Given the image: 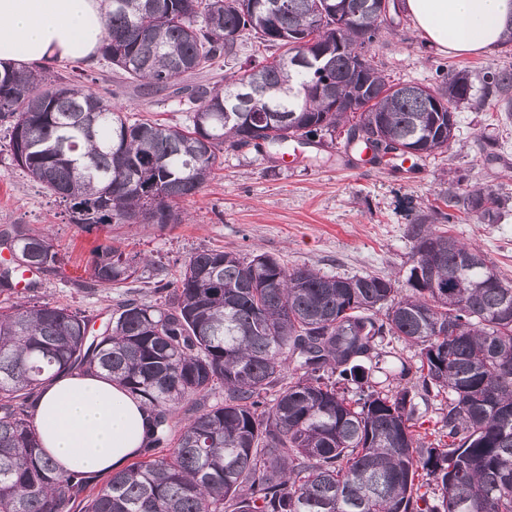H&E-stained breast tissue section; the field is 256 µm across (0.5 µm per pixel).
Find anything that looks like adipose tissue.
I'll use <instances>...</instances> for the list:
<instances>
[{
	"instance_id": "obj_1",
	"label": "adipose tissue",
	"mask_w": 512,
	"mask_h": 512,
	"mask_svg": "<svg viewBox=\"0 0 512 512\" xmlns=\"http://www.w3.org/2000/svg\"><path fill=\"white\" fill-rule=\"evenodd\" d=\"M104 0H0V73L95 56L104 35ZM430 44L487 54L503 40L512 0H406ZM144 406L112 379L64 373L37 392L33 424L43 450L65 471L106 476L140 451Z\"/></svg>"
}]
</instances>
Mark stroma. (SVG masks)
Here are the masks:
<instances>
[{
	"label": "stroma",
	"instance_id": "stroma-1",
	"mask_svg": "<svg viewBox=\"0 0 512 512\" xmlns=\"http://www.w3.org/2000/svg\"><path fill=\"white\" fill-rule=\"evenodd\" d=\"M375 64L390 79L433 85L438 69L467 70L475 86L502 68L512 69V46L492 54L462 56L429 45L409 14L382 31L371 47ZM55 72L81 76L87 90L125 107L129 120L151 119L183 126L168 92L144 93L104 61L53 63ZM456 136L448 150L419 157L418 171H392L363 161L344 136L302 144L289 142L296 161L281 160L271 147L223 154L214 179L181 202L186 223L157 230L140 224H104L86 230L74 224L58 199L34 182L13 160L0 129V226L22 224L50 231L62 262L42 275L38 301L82 313L94 330H104L117 300L127 292H150L155 281L175 280L195 252L221 248L244 259L266 253L284 266H309L327 275L376 273L404 284L412 264L410 220L418 210L442 206L448 188L463 192L490 186L512 196V116L492 101L462 103ZM497 143L484 151L486 140ZM458 240L476 245L507 278H512V214L498 224L464 220L449 225ZM117 243L145 256L137 279L84 294L71 282L82 276L91 251Z\"/></svg>",
	"mask_w": 512,
	"mask_h": 512
}]
</instances>
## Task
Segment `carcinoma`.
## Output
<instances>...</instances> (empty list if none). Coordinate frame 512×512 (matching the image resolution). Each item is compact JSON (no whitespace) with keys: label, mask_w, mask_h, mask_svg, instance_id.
<instances>
[{"label":"carcinoma","mask_w":512,"mask_h":512,"mask_svg":"<svg viewBox=\"0 0 512 512\" xmlns=\"http://www.w3.org/2000/svg\"><path fill=\"white\" fill-rule=\"evenodd\" d=\"M108 2L102 57L149 90L230 62L245 37L272 53L222 85L178 89L185 127L131 122L81 80L44 67L1 75L14 161L88 229L133 216L159 229L182 223L178 203L226 150L310 144L342 128L350 144L376 136L400 150V170L411 146L427 155L449 147L448 105L492 97L512 112L511 70L493 74L479 97L465 70L418 94L387 80L368 52L394 17L369 0H332L348 16L341 51L324 0ZM308 37L329 52L321 71L292 64ZM358 57L362 93L344 80ZM243 77L255 84V111L241 107ZM444 205L411 219L403 291L385 276H328L266 253L245 262L207 249L176 281L155 282L163 303L129 294L96 335L80 313L31 302L39 275L61 261L51 235L1 229L12 261L0 264V296L11 301L0 306V512H512V281L480 249L433 228L460 213L497 224L512 198L450 187ZM145 262L102 244L74 286L110 288ZM19 267L35 273L22 290ZM388 336L418 350V365H401L391 388L373 380ZM92 369L149 411L141 454L101 483L60 471L30 421L46 377ZM218 388L224 401L209 403ZM443 394L434 428L422 429L416 399ZM182 402L189 418L176 430Z\"/></svg>","instance_id":"carcinoma-1"}]
</instances>
